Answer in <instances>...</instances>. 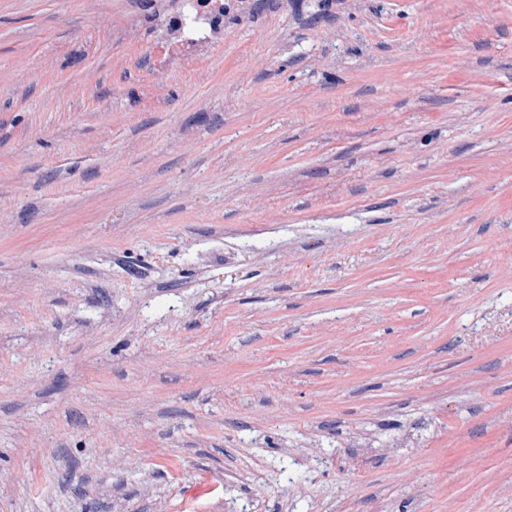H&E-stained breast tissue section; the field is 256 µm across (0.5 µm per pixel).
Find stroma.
Wrapping results in <instances>:
<instances>
[{"instance_id": "35a3bbf8", "label": "stroma", "mask_w": 512, "mask_h": 512, "mask_svg": "<svg viewBox=\"0 0 512 512\" xmlns=\"http://www.w3.org/2000/svg\"><path fill=\"white\" fill-rule=\"evenodd\" d=\"M0 0V512H512V0ZM201 1L205 5L201 10V32L195 37H188L180 30L179 25L174 23V13L170 10L159 7L154 18L159 39L176 46L184 56H204L215 41L224 37V23L220 15L224 0Z\"/></svg>"}]
</instances>
